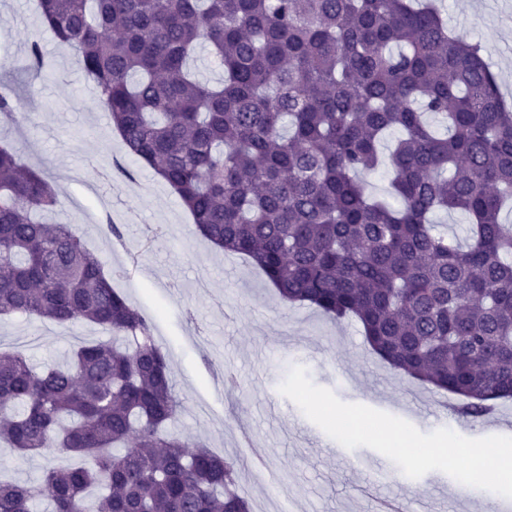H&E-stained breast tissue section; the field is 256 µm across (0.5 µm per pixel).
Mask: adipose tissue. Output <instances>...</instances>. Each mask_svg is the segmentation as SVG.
I'll return each instance as SVG.
<instances>
[{
  "label": "adipose tissue",
  "instance_id": "adipose-tissue-1",
  "mask_svg": "<svg viewBox=\"0 0 512 512\" xmlns=\"http://www.w3.org/2000/svg\"><path fill=\"white\" fill-rule=\"evenodd\" d=\"M442 453L471 473L473 482L512 488V447L501 444L476 448L464 442H454L443 448Z\"/></svg>",
  "mask_w": 512,
  "mask_h": 512
}]
</instances>
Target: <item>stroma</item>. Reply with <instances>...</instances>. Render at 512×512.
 <instances>
[{"label":"stroma","mask_w":512,"mask_h":512,"mask_svg":"<svg viewBox=\"0 0 512 512\" xmlns=\"http://www.w3.org/2000/svg\"><path fill=\"white\" fill-rule=\"evenodd\" d=\"M449 28L481 42L512 101V0H438ZM39 39L44 69L24 71ZM22 86V119H0V141L50 176L72 225L113 285L148 319L167 351L182 409L176 432L236 460L238 492L252 512H374L378 496L412 502L447 495L457 512H484L464 492L463 470L443 445L481 429L512 441V401L455 430L439 403L452 394L391 368L353 319L333 323L308 305L284 306L244 258L198 236L188 211L154 171L128 155L105 112L87 96L75 53L41 25L36 0H0V75ZM122 236L101 229L105 220ZM99 328L24 315L0 318V348L23 350L34 366L63 362ZM238 380L228 391L225 371ZM402 429L408 448L364 429Z\"/></svg>","instance_id":"obj_1"}]
</instances>
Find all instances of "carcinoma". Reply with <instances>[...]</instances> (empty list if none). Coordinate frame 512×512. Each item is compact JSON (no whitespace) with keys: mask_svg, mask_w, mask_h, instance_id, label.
Returning <instances> with one entry per match:
<instances>
[{"mask_svg":"<svg viewBox=\"0 0 512 512\" xmlns=\"http://www.w3.org/2000/svg\"><path fill=\"white\" fill-rule=\"evenodd\" d=\"M129 153L214 247L249 258L285 304L356 318L391 367L460 397L463 419L512 398V104L482 46L415 0H39ZM224 65L188 71L198 45ZM41 71V43L28 45ZM19 99L0 82V114ZM396 132L388 161L378 145ZM386 165L394 203L357 179ZM47 176L0 144V316L112 334L65 366L0 352V440L73 456L0 479V512H250L237 463L168 431V355L69 224ZM463 212L467 246L429 223Z\"/></svg>","mask_w":512,"mask_h":512,"instance_id":"cac0c4a2","label":"carcinoma"}]
</instances>
